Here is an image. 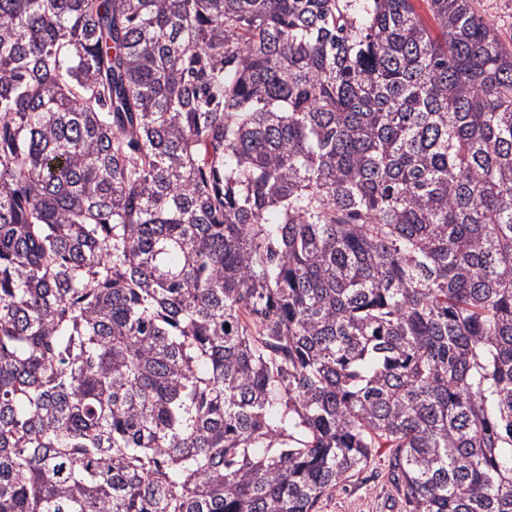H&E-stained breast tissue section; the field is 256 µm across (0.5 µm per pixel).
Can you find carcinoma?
<instances>
[{"label":"carcinoma","mask_w":512,"mask_h":512,"mask_svg":"<svg viewBox=\"0 0 512 512\" xmlns=\"http://www.w3.org/2000/svg\"><path fill=\"white\" fill-rule=\"evenodd\" d=\"M0 0V512H512V47L473 0ZM391 448L373 449L372 461L343 487L328 493L317 512H405L389 482Z\"/></svg>","instance_id":"carcinoma-1"}]
</instances>
